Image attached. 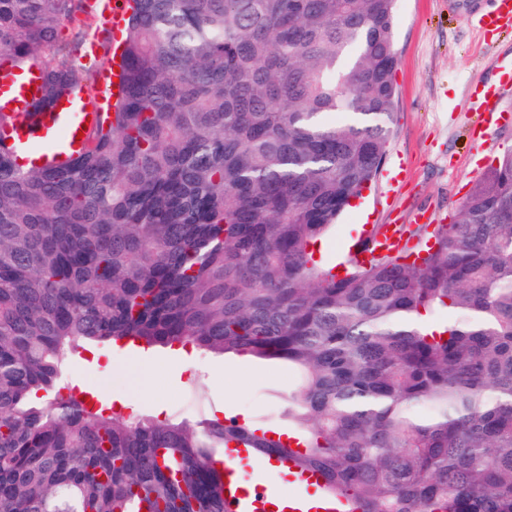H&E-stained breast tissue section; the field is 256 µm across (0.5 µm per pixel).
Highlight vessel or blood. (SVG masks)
<instances>
[{"mask_svg":"<svg viewBox=\"0 0 512 512\" xmlns=\"http://www.w3.org/2000/svg\"><path fill=\"white\" fill-rule=\"evenodd\" d=\"M129 0H98V10L103 24L113 31L124 28L130 15ZM492 10L477 18L478 27L488 36L496 37L506 29H512V0H494ZM41 81L37 71L20 74L19 71H0V110L12 113L13 125L9 129L18 149H26L38 142H49L53 151L78 150L79 132L85 123H97L106 110L105 96L77 94L73 106L64 112L35 110L39 99ZM512 88V66L501 69L499 81L494 85H474L469 95L472 111L478 112L483 127L490 128L512 119V112L501 107L499 100L505 89ZM379 243L394 252L410 253L411 246L404 239L398 225L382 226L377 235ZM215 467L222 469L226 481V512H268L271 504L287 507L288 512H310L319 507L320 512H359L356 503L336 495H317L316 490L324 483L316 471H295L294 462L279 458L274 462L280 470H294V491L284 492L266 480L262 474L267 462L256 457L253 448L244 443L231 444L221 458L215 459Z\"/></svg>","mask_w":512,"mask_h":512,"instance_id":"obj_1","label":"vessel or blood"}]
</instances>
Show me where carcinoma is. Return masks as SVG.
<instances>
[{"mask_svg":"<svg viewBox=\"0 0 512 512\" xmlns=\"http://www.w3.org/2000/svg\"><path fill=\"white\" fill-rule=\"evenodd\" d=\"M394 9L131 0L83 148L23 165L0 133V512H224L211 461L292 440L362 512H512V150L421 261L319 256L387 156ZM91 11L0 0V67L38 71L40 107L95 91ZM127 341L287 363L288 430L55 391L74 354Z\"/></svg>","mask_w":512,"mask_h":512,"instance_id":"obj_1","label":"carcinoma"}]
</instances>
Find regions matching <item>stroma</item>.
Segmentation results:
<instances>
[{
  "mask_svg": "<svg viewBox=\"0 0 512 512\" xmlns=\"http://www.w3.org/2000/svg\"><path fill=\"white\" fill-rule=\"evenodd\" d=\"M488 0H396V96L385 163L324 242L328 257L345 259L353 237L374 224L414 223L417 214L449 223L483 175L472 133L477 113L468 91L490 84L512 65V33L487 43L476 17ZM152 364L155 395L137 398L126 362ZM295 383L287 365L206 353L191 347L143 351L131 345L92 348L75 357L61 389L87 392L108 410L192 423L226 415L248 424L286 426V396Z\"/></svg>",
  "mask_w": 512,
  "mask_h": 512,
  "instance_id": "obj_1",
  "label": "stroma"
}]
</instances>
